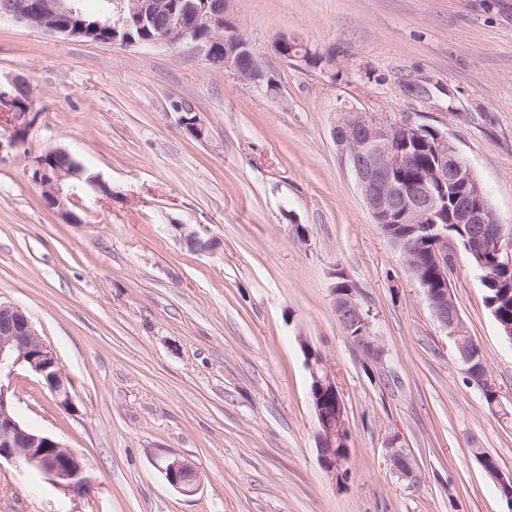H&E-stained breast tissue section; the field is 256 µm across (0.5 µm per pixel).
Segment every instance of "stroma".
Returning a JSON list of instances; mask_svg holds the SVG:
<instances>
[{
	"label": "stroma",
	"instance_id": "1",
	"mask_svg": "<svg viewBox=\"0 0 512 512\" xmlns=\"http://www.w3.org/2000/svg\"><path fill=\"white\" fill-rule=\"evenodd\" d=\"M226 24L279 98L185 46L123 47L0 20V85L30 90L24 144L0 155V302L23 308L72 382L73 410L18 368V417L87 466L86 493L0 462V512H512L472 451L512 475V421L466 379L332 139L341 109L447 133L512 226V0H229ZM312 62L284 60L279 38ZM205 136L188 135L173 102ZM69 152L72 217L33 161ZM349 281L385 347L369 359L336 313ZM504 404L512 342L464 253L448 268ZM307 336L336 370L346 476L321 464ZM397 439L415 480L395 473ZM178 456L186 495L157 464ZM159 467L168 483L183 494L191 495L198 490L200 479L190 462L178 457H167Z\"/></svg>",
	"mask_w": 512,
	"mask_h": 512
}]
</instances>
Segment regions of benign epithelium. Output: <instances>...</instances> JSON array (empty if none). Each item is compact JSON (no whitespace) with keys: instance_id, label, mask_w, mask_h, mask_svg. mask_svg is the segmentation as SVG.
<instances>
[{"instance_id":"obj_1","label":"benign epithelium","mask_w":512,"mask_h":512,"mask_svg":"<svg viewBox=\"0 0 512 512\" xmlns=\"http://www.w3.org/2000/svg\"><path fill=\"white\" fill-rule=\"evenodd\" d=\"M112 22L101 26L107 42L121 46L176 47L189 46L209 63L231 69L242 79L262 89L273 98L280 95L277 80L266 69L262 57L241 35L224 34L226 0H200L180 4L176 0H111ZM29 27L54 36L100 41L84 33L72 0H23L15 8L0 11ZM164 19L161 36H130L129 26L154 24ZM276 51L284 59L309 60L299 42L281 38ZM29 87L17 75L8 91L0 89V112L13 121V134L8 142L0 141V154L16 149L25 141L26 117L29 109ZM188 134L201 139L205 129L192 116V109L178 104ZM337 150L352 171L357 188L381 232L392 224H411L412 233L391 239L401 253L415 281L422 288L431 312L455 344L459 360L465 366L468 382L495 389L485 364L475 367L469 351L462 349L459 336L465 334L460 313L448 285V251L458 245L448 236V224H469L479 230L465 242V251L480 257L491 251L497 263L512 268V230L495 223L492 212L484 205L479 190L468 188L472 170L448 139L438 130L415 127L408 123L379 121L367 112L345 108L332 129ZM431 147L433 159L424 167L415 166L414 144ZM83 167L65 150H52L40 155L33 167L32 180L42 187L46 204L71 217L75 196L68 192L67 182L80 180ZM432 247L421 251V242ZM336 312L346 331L358 329L359 346L370 358L381 361L385 349L370 331V323L348 287L336 293ZM310 375V400L318 421V449L322 465L332 473L345 474L348 430L346 416L336 408L342 397L334 369L320 350L299 336ZM23 366L37 374L64 409L74 408L70 379L61 368L54 352L34 328L26 312L0 302V376H11ZM394 467L401 476L416 478L410 457L401 448L389 444ZM24 465L41 473L55 487L67 493H82L88 479L81 458L49 434L24 424L16 415L8 389L0 384V460ZM168 483L191 495L200 486L194 466L178 457H167L160 466Z\"/></svg>"}]
</instances>
